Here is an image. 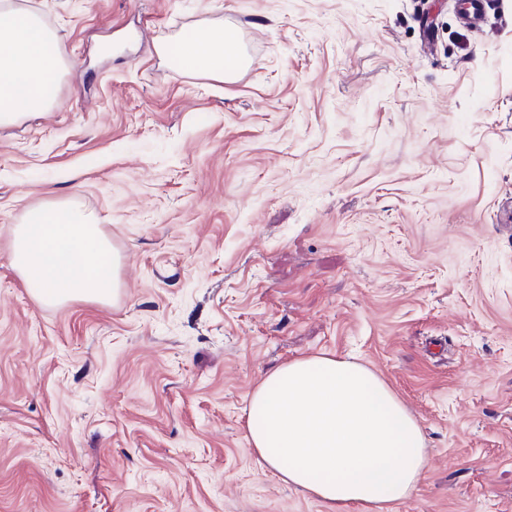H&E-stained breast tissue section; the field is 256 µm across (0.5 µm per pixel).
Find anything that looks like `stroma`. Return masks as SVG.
Instances as JSON below:
<instances>
[{
	"label": "stroma",
	"instance_id": "stroma-1",
	"mask_svg": "<svg viewBox=\"0 0 512 512\" xmlns=\"http://www.w3.org/2000/svg\"><path fill=\"white\" fill-rule=\"evenodd\" d=\"M69 67L0 126V512H330L249 444L251 393L329 352L427 469L392 512H512V0H25ZM230 21L233 82L158 42ZM73 199L120 258L50 308L9 261Z\"/></svg>",
	"mask_w": 512,
	"mask_h": 512
}]
</instances>
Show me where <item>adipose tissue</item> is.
<instances>
[{
    "label": "adipose tissue",
    "instance_id": "obj_1",
    "mask_svg": "<svg viewBox=\"0 0 512 512\" xmlns=\"http://www.w3.org/2000/svg\"><path fill=\"white\" fill-rule=\"evenodd\" d=\"M159 52L198 76L231 81L246 69L239 31L208 23ZM67 69L56 32L17 0H0V125L42 112ZM11 264L40 283L41 303L104 299L117 287L119 258L100 224L76 201L28 210L12 230ZM246 428L260 461L283 483L336 508L391 512L427 464L424 437L395 392L371 369L331 353L291 360L249 399Z\"/></svg>",
    "mask_w": 512,
    "mask_h": 512
}]
</instances>
